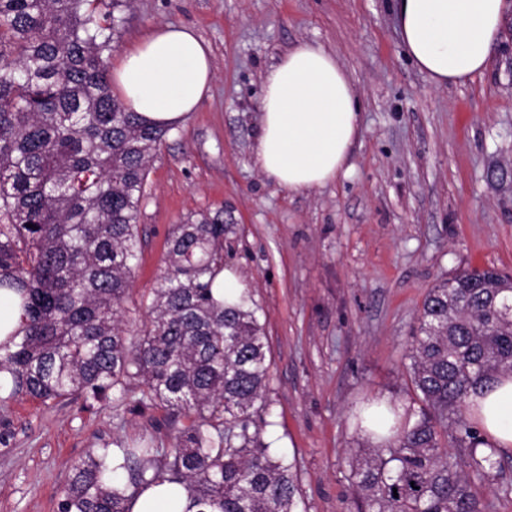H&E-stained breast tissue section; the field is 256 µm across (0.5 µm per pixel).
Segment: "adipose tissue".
<instances>
[{
  "mask_svg": "<svg viewBox=\"0 0 512 512\" xmlns=\"http://www.w3.org/2000/svg\"><path fill=\"white\" fill-rule=\"evenodd\" d=\"M512 0H396L395 22L408 57L438 88L486 71ZM213 81L209 49L185 26L155 28L112 68V87L145 118L178 125ZM361 116L351 80L321 44H295L264 74L255 165L280 188L305 192L349 170ZM468 416L485 441L512 448V375L470 395ZM177 483L155 484L130 512H186Z\"/></svg>",
  "mask_w": 512,
  "mask_h": 512,
  "instance_id": "obj_1",
  "label": "adipose tissue"
}]
</instances>
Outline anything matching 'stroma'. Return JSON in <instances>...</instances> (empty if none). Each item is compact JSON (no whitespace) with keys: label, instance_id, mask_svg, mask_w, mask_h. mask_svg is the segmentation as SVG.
<instances>
[{"label":"stroma","instance_id":"35a3bbf8","mask_svg":"<svg viewBox=\"0 0 512 512\" xmlns=\"http://www.w3.org/2000/svg\"><path fill=\"white\" fill-rule=\"evenodd\" d=\"M163 25L192 28L214 81L149 166L143 251L125 319L138 331L173 224L232 217L224 265L260 306L270 349L265 441L297 462L301 512H356L349 458L358 405L417 410L406 372L425 293L456 268L512 275V13L488 70L434 87L403 49L393 0H133L119 50ZM323 45L351 78L362 116L350 170L290 193L254 165L266 70L299 41ZM159 407L107 399L0 407V512H57L72 467L106 443L180 429ZM512 450L481 489L512 512Z\"/></svg>","mask_w":512,"mask_h":512}]
</instances>
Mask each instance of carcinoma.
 Instances as JSON below:
<instances>
[{"label":"carcinoma","instance_id":"carcinoma-1","mask_svg":"<svg viewBox=\"0 0 512 512\" xmlns=\"http://www.w3.org/2000/svg\"><path fill=\"white\" fill-rule=\"evenodd\" d=\"M130 3L0 0V290L23 311L0 374L10 399L91 405L116 392L119 406L189 419L169 448H118L135 493L166 478L197 512H298L297 462L261 435L271 361L259 307L211 294L224 211L173 226L143 333L131 341L123 327L148 167L172 130L112 91ZM405 358L421 406L396 420L395 440L348 460L357 512H482L479 487L500 460L465 411L512 373V277L467 267L430 288ZM107 452L73 467L57 512H129Z\"/></svg>","mask_w":512,"mask_h":512}]
</instances>
